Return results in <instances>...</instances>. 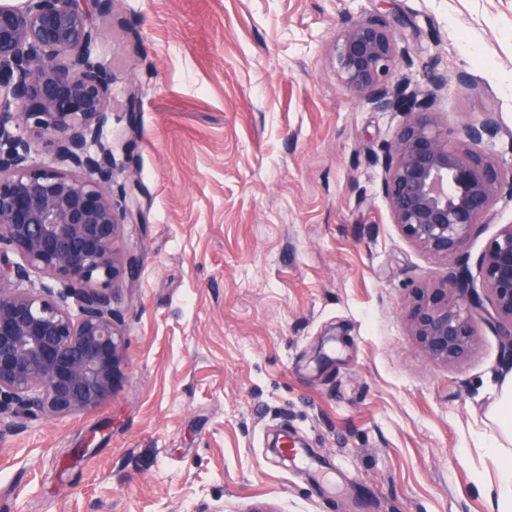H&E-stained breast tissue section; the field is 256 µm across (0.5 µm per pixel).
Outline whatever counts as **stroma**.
Returning a JSON list of instances; mask_svg holds the SVG:
<instances>
[{
  "label": "stroma",
  "mask_w": 512,
  "mask_h": 512,
  "mask_svg": "<svg viewBox=\"0 0 512 512\" xmlns=\"http://www.w3.org/2000/svg\"><path fill=\"white\" fill-rule=\"evenodd\" d=\"M364 17L414 83L469 75L433 110L452 133L496 112L488 157L512 168V0H115L98 20L102 138L142 213L115 244L139 260L112 289L126 359L97 409L0 433V512H493L512 357L482 316L466 358L431 362L406 309L481 282L512 199L453 259L404 236L381 160L407 115L336 70Z\"/></svg>",
  "instance_id": "stroma-1"
}]
</instances>
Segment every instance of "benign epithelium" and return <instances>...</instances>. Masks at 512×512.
Returning <instances> with one entry per match:
<instances>
[{
    "mask_svg": "<svg viewBox=\"0 0 512 512\" xmlns=\"http://www.w3.org/2000/svg\"><path fill=\"white\" fill-rule=\"evenodd\" d=\"M113 0H0V421L39 414L54 419L100 407L111 396L125 348L120 313L109 292L118 266L119 226L141 213L113 202L112 146L102 141L112 118L111 77L96 61L92 13ZM403 51L389 27L368 17L336 34L338 75L348 91L381 111L405 112L381 166L382 194L394 223L416 246L449 260L478 224L493 219L504 171L482 157L501 132L496 113L461 125L453 139L432 103L447 90L393 80ZM55 137L71 168H33L21 130ZM23 263H11L9 252ZM484 295L463 275L420 291L408 310L412 332L435 363L464 359L486 314L512 352V224L479 259ZM60 288L19 289L30 270Z\"/></svg>",
    "mask_w": 512,
    "mask_h": 512,
    "instance_id": "obj_1",
    "label": "benign epithelium"
}]
</instances>
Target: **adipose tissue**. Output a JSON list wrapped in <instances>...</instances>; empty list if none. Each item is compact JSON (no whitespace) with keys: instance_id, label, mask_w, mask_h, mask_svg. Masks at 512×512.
I'll list each match as a JSON object with an SVG mask.
<instances>
[{"instance_id":"obj_1","label":"adipose tissue","mask_w":512,"mask_h":512,"mask_svg":"<svg viewBox=\"0 0 512 512\" xmlns=\"http://www.w3.org/2000/svg\"><path fill=\"white\" fill-rule=\"evenodd\" d=\"M492 419L499 429L492 441L497 468L496 512H512V378L502 384L501 398Z\"/></svg>"}]
</instances>
